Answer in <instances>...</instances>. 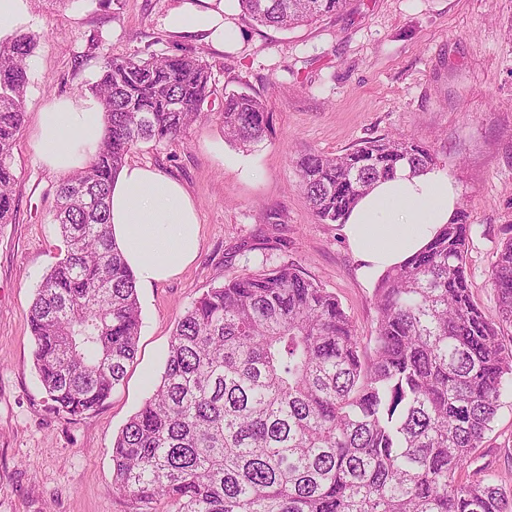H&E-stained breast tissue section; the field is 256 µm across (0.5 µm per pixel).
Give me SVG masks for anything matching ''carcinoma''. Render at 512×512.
Segmentation results:
<instances>
[{"label": "carcinoma", "mask_w": 512, "mask_h": 512, "mask_svg": "<svg viewBox=\"0 0 512 512\" xmlns=\"http://www.w3.org/2000/svg\"><path fill=\"white\" fill-rule=\"evenodd\" d=\"M346 0H238L263 27L290 30ZM36 39L0 41V224L14 210L10 159ZM209 65L196 55L105 61L89 87L104 109L101 145L57 190L64 256L28 313L47 404L70 420L124 380L141 327L136 281L111 238L110 185L139 143L179 138L207 117ZM224 138L246 147L269 126L266 103L224 94ZM322 224H343L360 196L436 158L412 137L361 141L296 161ZM469 224L458 209L433 241L385 270L367 352L336 296L288 263L208 289L177 320L160 380L112 445L114 488L135 512H512V487L469 472L512 382V238L492 265L497 313L465 275Z\"/></svg>", "instance_id": "cac0c4a2"}]
</instances>
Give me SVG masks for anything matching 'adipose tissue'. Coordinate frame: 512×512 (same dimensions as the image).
Listing matches in <instances>:
<instances>
[{"label": "adipose tissue", "mask_w": 512, "mask_h": 512, "mask_svg": "<svg viewBox=\"0 0 512 512\" xmlns=\"http://www.w3.org/2000/svg\"><path fill=\"white\" fill-rule=\"evenodd\" d=\"M167 26L174 32L192 30L223 47L224 0H201L190 11L173 12ZM104 134V113L96 98L53 99L39 114V159L60 174L82 169ZM459 202L451 173L414 175L399 169L378 181L351 210L345 223L348 244L365 262L366 272L398 265L454 220ZM109 206L112 235L139 287L176 277L195 259L199 217L177 181L147 166H124L111 187Z\"/></svg>", "instance_id": "adipose-tissue-1"}]
</instances>
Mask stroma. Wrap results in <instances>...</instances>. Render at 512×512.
<instances>
[{"mask_svg": "<svg viewBox=\"0 0 512 512\" xmlns=\"http://www.w3.org/2000/svg\"><path fill=\"white\" fill-rule=\"evenodd\" d=\"M187 0H31L23 127L13 149V220L0 224V512H130L112 481V444L157 380L179 316L209 288L288 262L334 293L360 336L376 324V276L362 272L342 225L319 223L292 160L348 152L361 140L409 135L450 171L469 215L466 274L495 314L491 266L512 238V0H349L346 9L288 31L224 13L232 48L176 35L167 17ZM192 53L210 64V118L179 139L140 144L128 162L180 181L200 221L201 248L177 277L139 289L136 357L105 404L74 421L44 401L28 311L61 254L51 222L61 174L38 158L37 126L52 97H84L105 59ZM263 99L264 140L224 138L225 93ZM251 161L242 174L238 157ZM512 485V390L474 454Z\"/></svg>", "mask_w": 512, "mask_h": 512, "instance_id": "35a3bbf8", "label": "stroma"}]
</instances>
